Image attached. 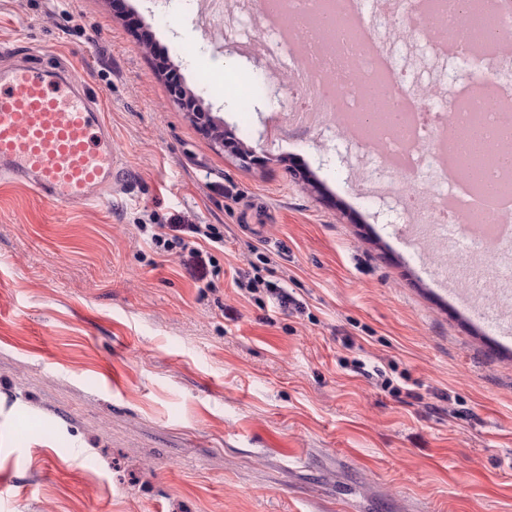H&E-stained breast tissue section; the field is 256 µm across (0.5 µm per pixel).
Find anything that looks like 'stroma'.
I'll use <instances>...</instances> for the list:
<instances>
[{
	"instance_id": "1",
	"label": "stroma",
	"mask_w": 512,
	"mask_h": 512,
	"mask_svg": "<svg viewBox=\"0 0 512 512\" xmlns=\"http://www.w3.org/2000/svg\"><path fill=\"white\" fill-rule=\"evenodd\" d=\"M47 53L104 104L125 172L86 208L0 185V512H512V337L405 243L372 147L271 138L287 78L170 0H0V67ZM400 55L424 82L465 78ZM166 62L265 167L197 128ZM255 70L279 93L236 111ZM141 224L223 225L219 288ZM261 253L303 312L238 294ZM356 358L409 394L341 367Z\"/></svg>"
}]
</instances>
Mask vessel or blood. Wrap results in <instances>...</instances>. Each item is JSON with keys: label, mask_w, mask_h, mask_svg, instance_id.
Segmentation results:
<instances>
[{"label": "vessel or blood", "mask_w": 512, "mask_h": 512, "mask_svg": "<svg viewBox=\"0 0 512 512\" xmlns=\"http://www.w3.org/2000/svg\"><path fill=\"white\" fill-rule=\"evenodd\" d=\"M103 110L65 70L0 69V184H26L65 207L101 200L124 173Z\"/></svg>", "instance_id": "vessel-or-blood-1"}]
</instances>
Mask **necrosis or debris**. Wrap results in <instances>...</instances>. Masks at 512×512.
<instances>
[{
  "mask_svg": "<svg viewBox=\"0 0 512 512\" xmlns=\"http://www.w3.org/2000/svg\"><path fill=\"white\" fill-rule=\"evenodd\" d=\"M278 8L257 7L255 0H182L185 11L212 24L215 39L236 40L241 21L260 32L288 25L279 34L280 53L266 40L238 42L241 53L275 54L295 91L288 119L312 121L305 134L321 135L342 128L343 116L364 112L373 91L384 94L392 114L389 124L367 119L365 141L385 173L403 172L410 190L396 199L400 217L420 237L434 242L448 237V223L470 245L461 278L478 290L499 292L502 270H512V193L484 197L476 193L458 165L443 164L435 142L454 126L478 124L489 132L488 146L512 148V61L502 48L512 43V22L496 31L495 48L476 49L461 36L469 25L466 0H432L433 35L425 46L436 57L447 56L468 66L469 82L452 85L449 98L429 84L409 77L398 61L399 41L412 39L422 22L417 0H278ZM401 19V31L388 21Z\"/></svg>",
  "mask_w": 512,
  "mask_h": 512,
  "instance_id": "1",
  "label": "necrosis or debris"
}]
</instances>
